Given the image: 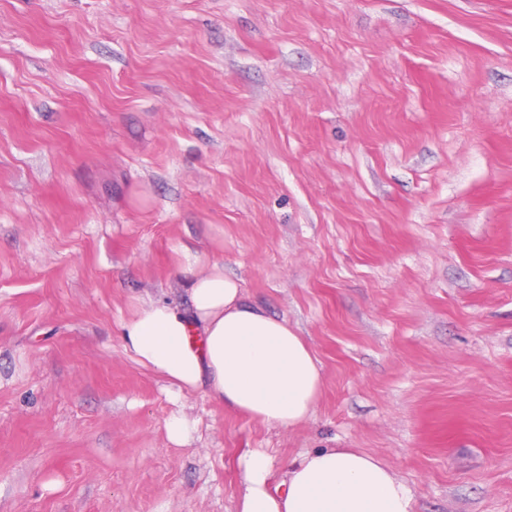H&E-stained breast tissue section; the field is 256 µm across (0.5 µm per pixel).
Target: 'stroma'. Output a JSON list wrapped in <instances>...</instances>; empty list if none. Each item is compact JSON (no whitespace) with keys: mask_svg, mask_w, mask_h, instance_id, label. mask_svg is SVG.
<instances>
[{"mask_svg":"<svg viewBox=\"0 0 512 512\" xmlns=\"http://www.w3.org/2000/svg\"><path fill=\"white\" fill-rule=\"evenodd\" d=\"M182 249L312 348L305 422L124 350ZM250 448L512 512V0H0V512H235ZM169 440L177 445L184 444L194 431V426L179 414L170 416L165 423Z\"/></svg>","mask_w":512,"mask_h":512,"instance_id":"obj_1","label":"stroma"}]
</instances>
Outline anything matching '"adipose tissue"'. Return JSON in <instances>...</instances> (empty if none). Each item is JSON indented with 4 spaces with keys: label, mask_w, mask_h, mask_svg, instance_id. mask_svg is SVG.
I'll use <instances>...</instances> for the list:
<instances>
[{
    "label": "adipose tissue",
    "mask_w": 512,
    "mask_h": 512,
    "mask_svg": "<svg viewBox=\"0 0 512 512\" xmlns=\"http://www.w3.org/2000/svg\"><path fill=\"white\" fill-rule=\"evenodd\" d=\"M188 307L158 298L121 325L126 351L177 391L203 390L263 424L291 428L313 412L324 380L287 320L249 303L223 265L185 253ZM236 512H416L410 489L379 459L352 448L304 453L273 483L274 458L254 448L239 460Z\"/></svg>",
    "instance_id": "adipose-tissue-1"
}]
</instances>
